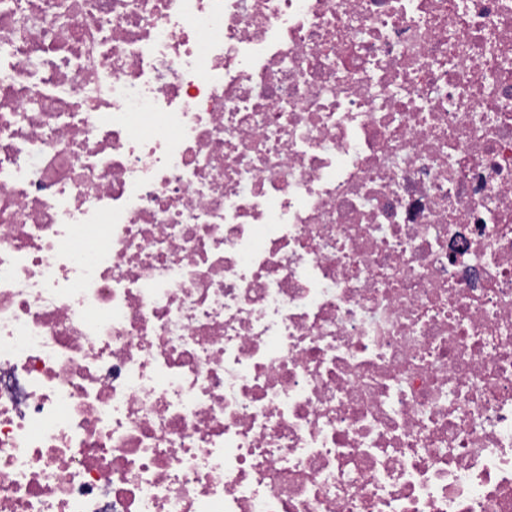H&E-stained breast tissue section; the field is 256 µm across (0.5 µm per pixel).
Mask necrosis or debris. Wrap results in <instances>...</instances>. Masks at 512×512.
<instances>
[{"label":"necrosis or debris","mask_w":512,"mask_h":512,"mask_svg":"<svg viewBox=\"0 0 512 512\" xmlns=\"http://www.w3.org/2000/svg\"><path fill=\"white\" fill-rule=\"evenodd\" d=\"M0 512H512V0H0Z\"/></svg>","instance_id":"necrosis-or-debris-1"}]
</instances>
